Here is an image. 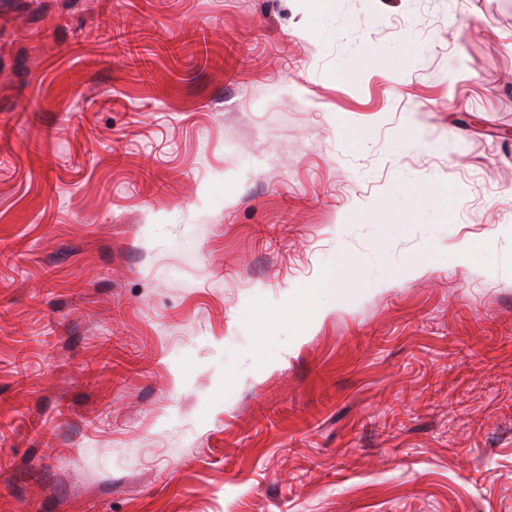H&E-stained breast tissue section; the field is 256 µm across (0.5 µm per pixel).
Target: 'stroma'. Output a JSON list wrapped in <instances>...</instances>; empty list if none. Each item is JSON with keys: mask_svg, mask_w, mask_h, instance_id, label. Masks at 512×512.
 Masks as SVG:
<instances>
[{"mask_svg": "<svg viewBox=\"0 0 512 512\" xmlns=\"http://www.w3.org/2000/svg\"><path fill=\"white\" fill-rule=\"evenodd\" d=\"M511 226L512 0H0V512H512Z\"/></svg>", "mask_w": 512, "mask_h": 512, "instance_id": "obj_1", "label": "stroma"}]
</instances>
